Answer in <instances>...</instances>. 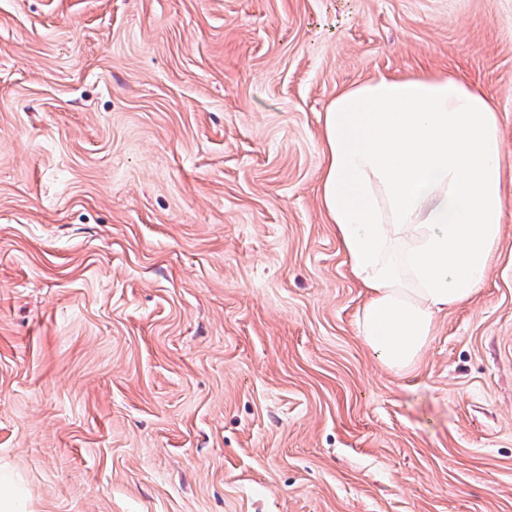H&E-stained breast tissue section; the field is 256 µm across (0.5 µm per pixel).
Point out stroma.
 I'll list each match as a JSON object with an SVG mask.
<instances>
[{
  "instance_id": "35a3bbf8",
  "label": "stroma",
  "mask_w": 512,
  "mask_h": 512,
  "mask_svg": "<svg viewBox=\"0 0 512 512\" xmlns=\"http://www.w3.org/2000/svg\"><path fill=\"white\" fill-rule=\"evenodd\" d=\"M496 102L512 0H0V464L30 512H512V193L398 374L318 200L337 91Z\"/></svg>"
}]
</instances>
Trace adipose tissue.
Listing matches in <instances>:
<instances>
[{"label": "adipose tissue", "mask_w": 512, "mask_h": 512, "mask_svg": "<svg viewBox=\"0 0 512 512\" xmlns=\"http://www.w3.org/2000/svg\"><path fill=\"white\" fill-rule=\"evenodd\" d=\"M322 142L320 205L366 294L357 334L410 372L492 268L512 180L498 108L452 74H380L337 92Z\"/></svg>", "instance_id": "obj_1"}]
</instances>
